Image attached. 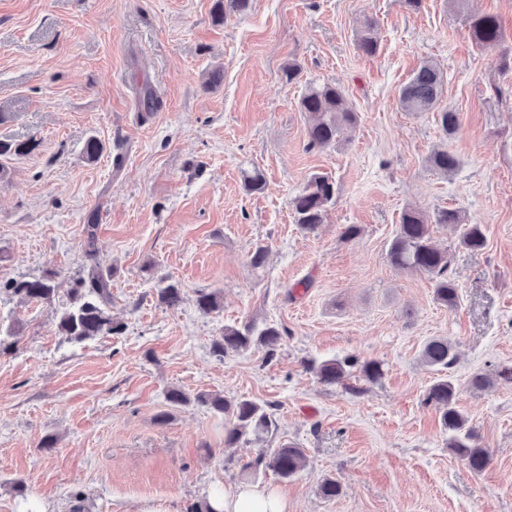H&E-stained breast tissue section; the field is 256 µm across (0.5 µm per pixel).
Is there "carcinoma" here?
Listing matches in <instances>:
<instances>
[{
    "label": "carcinoma",
    "instance_id": "obj_1",
    "mask_svg": "<svg viewBox=\"0 0 512 512\" xmlns=\"http://www.w3.org/2000/svg\"><path fill=\"white\" fill-rule=\"evenodd\" d=\"M462 14L474 44L484 50H495L504 40V33L497 16L473 14L466 11V0H451ZM252 8V0H215L212 20L218 24L228 15L244 16ZM379 42L376 36V22L367 19L363 22L358 38L359 50L369 56L377 53ZM443 73L432 61L423 62L410 80L402 87L400 102L407 112H431L439 102L443 90ZM300 110L311 117L308 126V145L311 148H325L336 144L344 130L357 121L356 112L350 107L342 88L336 84H325L312 88L302 96ZM438 124L444 134L454 132L459 126V114L452 110L438 114ZM35 148L31 140L0 139V177L6 172V162L28 155ZM428 162L435 170L448 174L458 166L457 157L446 149L434 151ZM338 187L335 179L327 174L313 175L306 186L291 200L295 222L301 231L313 233L323 223L327 207L336 201ZM461 224V213L456 209H440L431 218H426L416 210H406L401 216L399 230L391 241L387 258L395 267L408 269L426 275L433 283L435 300L450 309L457 305L458 288L450 272L448 250L438 246L429 233V223ZM95 215H90L84 226L82 243L83 265L87 268L86 277L80 279L71 289L72 306L61 315L59 330L76 341H84L94 336L117 335L124 326L114 320L109 313L112 304L111 276L101 266L96 246ZM460 245L471 250L485 247L486 238L479 224H469L460 238ZM55 273L35 280H8L0 282V290L5 289L27 302H47L55 295ZM159 301L169 308L182 302V291L177 283H168L158 289ZM196 305L204 313L221 308L220 296L215 291L200 289L196 292ZM283 333L276 326L261 330L253 324L224 328V334L212 346L213 354L222 358L230 352L248 349L260 343L274 352L282 340ZM424 361L436 371L444 373L427 390L424 402L440 412V423L448 432V448L465 458L470 468L483 472L489 463L486 449L478 443L475 430L467 427V420L456 406V386L450 375L457 364L453 347L444 338L429 340L422 351ZM360 365L366 381L377 382L383 375L382 364L376 360L358 363L355 357L342 360L306 362V368L324 385L341 383L346 376V368ZM512 384V367L497 368L490 373H478L471 383L484 389L497 383ZM197 402L207 406L214 413L227 417L224 425V447L233 448L248 436L256 439L269 432L272 421L264 408L251 400H229L219 393L201 394ZM306 466L303 449L284 444L269 452L259 454L245 468L255 472L269 469L282 479H290Z\"/></svg>",
    "mask_w": 512,
    "mask_h": 512
}]
</instances>
